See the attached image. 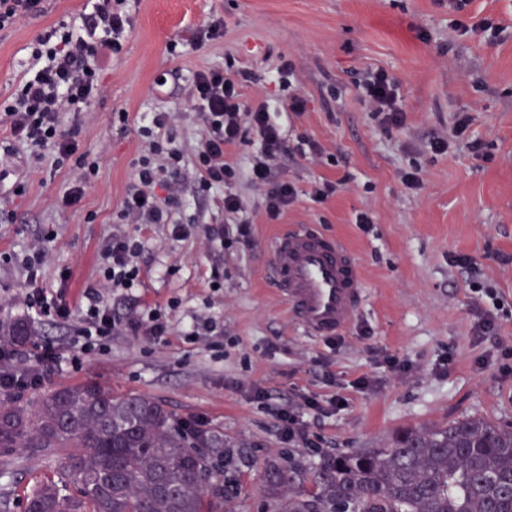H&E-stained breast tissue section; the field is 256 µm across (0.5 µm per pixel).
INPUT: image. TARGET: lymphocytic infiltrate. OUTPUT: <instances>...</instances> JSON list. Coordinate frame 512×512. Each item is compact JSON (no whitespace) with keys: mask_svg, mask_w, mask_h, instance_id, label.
Segmentation results:
<instances>
[{"mask_svg":"<svg viewBox=\"0 0 512 512\" xmlns=\"http://www.w3.org/2000/svg\"><path fill=\"white\" fill-rule=\"evenodd\" d=\"M126 2L94 0L91 14L78 21L59 22L37 38L14 93L0 103V119L8 132V143L0 148V180L11 172L7 160L15 158L23 148L34 158L52 159L55 167H71L73 177L62 203L67 207L79 203L98 172V164L80 152L79 126L73 117L87 111L101 96L104 65L123 50L130 26ZM248 79L247 73L221 67L193 72L190 97L204 131L193 156L194 182L203 192L224 189L225 212L242 211L241 197L228 189L238 173L226 161L225 151L242 142L247 129H255L260 144L248 178L263 191L266 217L273 224L297 197L290 182L277 178V170L286 158L308 152L316 154L320 148L305 138L288 144L267 104L247 106L241 88ZM358 89L385 134L404 127L406 115L400 105V84L393 75L382 69L367 71ZM172 122L170 113L157 112L148 124L139 127L138 133L147 145L135 164L133 181L118 219L123 224H164L172 237L183 238L192 229L191 223L174 217L183 205L182 186L177 179L183 152L174 147L172 138L160 135ZM141 250L142 244L135 238L112 236L101 255L98 278L81 290L76 304L68 300L65 289L69 271L60 274L61 288L41 285L45 250L19 255L28 280L24 305L38 316L70 326L72 352L67 357L72 366H79L89 356L106 353L113 337L123 333L157 341L168 335L171 313L165 308L147 306L121 317L108 302L109 294L138 287L137 258ZM15 357L13 345L0 342V392L19 393L41 386L64 356L54 344L45 342L25 367H16Z\"/></svg>","mask_w":512,"mask_h":512,"instance_id":"1","label":"lymphocytic infiltrate"}]
</instances>
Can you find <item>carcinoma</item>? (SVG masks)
Instances as JSON below:
<instances>
[{
	"label": "carcinoma",
	"instance_id": "1",
	"mask_svg": "<svg viewBox=\"0 0 512 512\" xmlns=\"http://www.w3.org/2000/svg\"><path fill=\"white\" fill-rule=\"evenodd\" d=\"M22 323L0 339L29 340ZM171 412L143 395L116 396L94 381L52 389L20 404L0 402V456L17 448L61 456L73 485L53 479L26 498L25 512H210L207 459ZM312 497L288 498V512H512V426L465 418L406 428L381 448L341 453L318 466Z\"/></svg>",
	"mask_w": 512,
	"mask_h": 512
}]
</instances>
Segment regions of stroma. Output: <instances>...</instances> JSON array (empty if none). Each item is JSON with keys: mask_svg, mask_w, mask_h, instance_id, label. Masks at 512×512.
<instances>
[{"mask_svg": "<svg viewBox=\"0 0 512 512\" xmlns=\"http://www.w3.org/2000/svg\"><path fill=\"white\" fill-rule=\"evenodd\" d=\"M44 7L0 31V99L13 92L37 37L91 4L46 0ZM127 8L131 30L104 74L105 92L78 119L80 149L99 163L94 184L77 205L62 207L68 169L32 158L0 184V323L27 321V352L50 341L69 353L68 326L28 315L27 275L13 257L45 244L44 286L58 288L59 270L69 269L67 296L75 301L115 234L135 237L143 250L142 284L113 295V310L124 316L140 305L178 306L164 342L113 337L106 354L77 368L62 364L46 389L94 380L119 394L158 399L179 421L204 416L209 434L224 441L207 451L216 512H287L289 494H315L322 455L382 446L403 427L466 417L512 425V371L495 362L499 345L512 346V316L499 319L495 335L476 336L478 297L468 273L448 261L472 257L482 284L512 309V0H469L466 23L494 19L504 27L496 39L454 32L437 0H129ZM216 18L224 21L223 38L196 43V30ZM285 62L293 68L287 86L272 80ZM217 66L251 73L244 100L267 101L288 140L305 135L323 150L313 160L285 161L279 176L298 196L279 224L318 225L356 253L367 295L340 335L305 336L265 280L278 224L267 222L260 193L243 178L235 185L245 204L238 217L251 222L254 242L225 251L223 287L211 284L214 254L202 231L224 221L222 191L202 197L185 184L180 217L201 227L183 239L163 224L118 221L145 149L140 119L175 113L170 134L191 153L203 128L189 79ZM377 68L400 83L406 125L394 137L380 131L355 86L362 72ZM293 90L305 95V112H289ZM120 111L129 116V132L109 122ZM460 111L472 116L483 156L456 141L447 153L432 154L430 137L447 135ZM414 167L422 186L412 191L402 176ZM16 181L22 194L13 192ZM322 182L336 191L319 204L310 192ZM362 212L372 217L370 230L355 222ZM205 315L224 325L223 354L186 336L192 319ZM447 351L453 360L445 368ZM387 354L404 360V369H389ZM259 390L265 399L256 398ZM309 396L325 406L346 400L325 417L301 408V422L322 443L318 451L285 443L271 412ZM274 468L289 476L288 486L267 485ZM47 477L62 480L59 461L32 460L23 448L0 459V497L8 498L9 512H24L28 493Z\"/></svg>", "mask_w": 512, "mask_h": 512, "instance_id": "stroma-1", "label": "stroma"}]
</instances>
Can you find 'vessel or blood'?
<instances>
[{
  "instance_id": "obj_1",
  "label": "vessel or blood",
  "mask_w": 512,
  "mask_h": 512,
  "mask_svg": "<svg viewBox=\"0 0 512 512\" xmlns=\"http://www.w3.org/2000/svg\"><path fill=\"white\" fill-rule=\"evenodd\" d=\"M269 277L307 335L334 336L358 315L366 284L355 253L314 224H285L276 234Z\"/></svg>"
}]
</instances>
